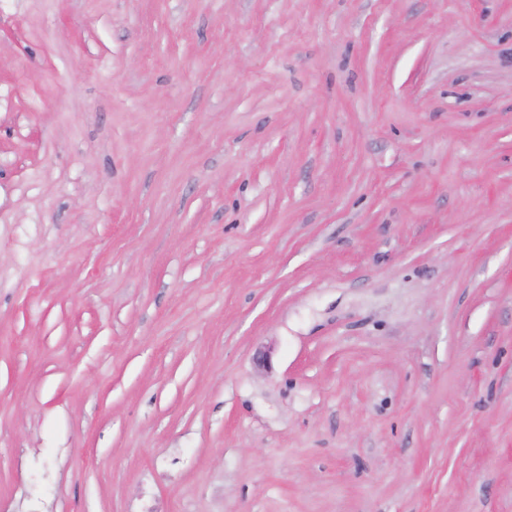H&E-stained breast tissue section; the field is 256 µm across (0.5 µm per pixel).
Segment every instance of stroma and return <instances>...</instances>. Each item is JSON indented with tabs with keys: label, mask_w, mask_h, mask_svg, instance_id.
I'll use <instances>...</instances> for the list:
<instances>
[{
	"label": "stroma",
	"mask_w": 512,
	"mask_h": 512,
	"mask_svg": "<svg viewBox=\"0 0 512 512\" xmlns=\"http://www.w3.org/2000/svg\"><path fill=\"white\" fill-rule=\"evenodd\" d=\"M0 504L512 512V0H0Z\"/></svg>",
	"instance_id": "1"
}]
</instances>
